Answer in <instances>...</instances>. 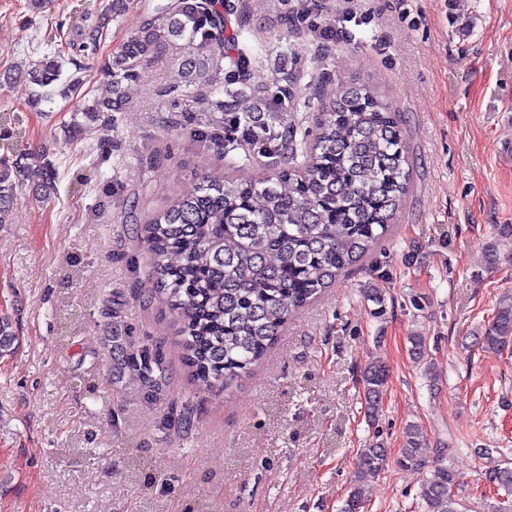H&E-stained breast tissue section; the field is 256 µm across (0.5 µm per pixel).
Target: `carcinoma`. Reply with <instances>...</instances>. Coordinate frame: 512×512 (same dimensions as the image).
I'll list each match as a JSON object with an SVG mask.
<instances>
[{
	"mask_svg": "<svg viewBox=\"0 0 512 512\" xmlns=\"http://www.w3.org/2000/svg\"><path fill=\"white\" fill-rule=\"evenodd\" d=\"M161 10L168 24L161 28L150 19L130 33L114 61L112 97L85 106V114L122 109V82L135 78L141 63L169 37L186 40L190 48L198 40L210 53L226 55L224 12L233 5L224 3L218 11L212 0H169ZM100 38L99 27H88L78 47L94 52ZM63 63L56 55L43 57L28 73L30 81L41 87L58 82L61 96L78 93L79 76L60 81ZM318 99L316 133L302 150L288 123L294 109L289 92L272 99L267 122H254L249 112L233 113L224 136L214 140L224 139L229 153L235 150V133H241L243 144L252 148L245 160L273 169V175L252 182L203 174L144 225L154 284L148 297L169 310L188 375L217 392L248 377L288 321L389 234L410 191L409 150L392 106L368 84ZM30 171L28 154L0 155V224L12 223L17 189ZM35 186L43 199L56 194L51 162L39 166ZM502 247L512 251L509 225L498 229L490 256L497 257ZM480 340L488 350L512 347L511 297L500 302ZM112 354L115 366L129 367L146 387L165 377L158 354L146 348L129 353L117 334ZM361 381L365 413L373 421L381 411L387 370L369 363ZM425 447L419 427L408 425L398 465L428 467ZM387 461V449L377 440L360 449L340 512H362L363 484ZM484 479L512 504V466L487 470ZM460 487L452 466L436 467L422 487L425 512H460Z\"/></svg>",
	"mask_w": 512,
	"mask_h": 512,
	"instance_id": "obj_1",
	"label": "carcinoma"
}]
</instances>
